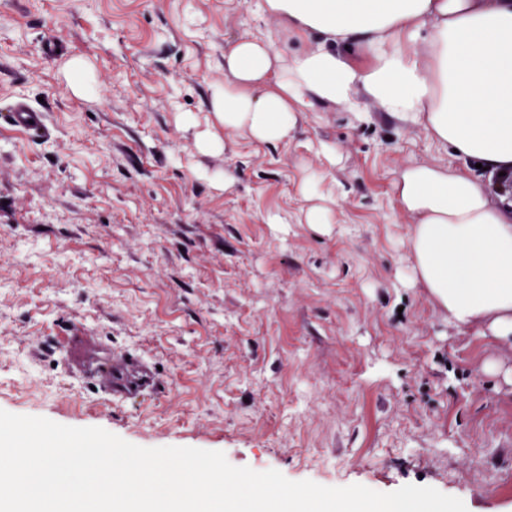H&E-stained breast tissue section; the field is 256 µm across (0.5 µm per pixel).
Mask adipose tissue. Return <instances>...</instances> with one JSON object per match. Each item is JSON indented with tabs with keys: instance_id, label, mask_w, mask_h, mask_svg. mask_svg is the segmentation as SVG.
<instances>
[{
	"instance_id": "obj_1",
	"label": "adipose tissue",
	"mask_w": 512,
	"mask_h": 512,
	"mask_svg": "<svg viewBox=\"0 0 512 512\" xmlns=\"http://www.w3.org/2000/svg\"><path fill=\"white\" fill-rule=\"evenodd\" d=\"M264 5L307 47L287 59L272 36L225 43L219 129L199 136L198 151L221 152L238 135L281 143L321 104L421 127L456 163L417 164L394 181L413 281L458 328L512 337V200L490 190L512 170V0Z\"/></svg>"
}]
</instances>
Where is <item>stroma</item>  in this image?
<instances>
[{
    "mask_svg": "<svg viewBox=\"0 0 512 512\" xmlns=\"http://www.w3.org/2000/svg\"><path fill=\"white\" fill-rule=\"evenodd\" d=\"M244 34L306 47L262 0H0V110L50 129L0 121V409L512 512V342L458 332L411 284L395 199L398 171L451 157L332 105L290 141L199 153ZM323 171L327 234L299 221ZM118 363L150 385L113 393ZM3 121L16 129L39 132L44 128V115L24 102H17L10 112L2 113ZM32 120V123H29Z\"/></svg>",
    "mask_w": 512,
    "mask_h": 512,
    "instance_id": "stroma-1",
    "label": "stroma"
}]
</instances>
